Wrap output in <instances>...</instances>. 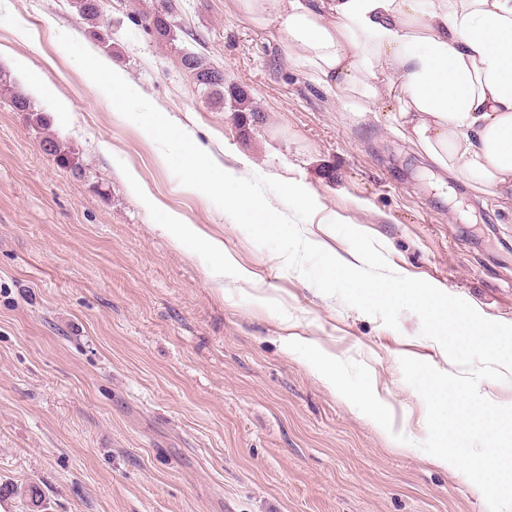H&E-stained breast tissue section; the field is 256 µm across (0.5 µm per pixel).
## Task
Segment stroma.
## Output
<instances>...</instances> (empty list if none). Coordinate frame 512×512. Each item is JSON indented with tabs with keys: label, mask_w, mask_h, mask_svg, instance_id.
I'll return each mask as SVG.
<instances>
[{
	"label": "stroma",
	"mask_w": 512,
	"mask_h": 512,
	"mask_svg": "<svg viewBox=\"0 0 512 512\" xmlns=\"http://www.w3.org/2000/svg\"><path fill=\"white\" fill-rule=\"evenodd\" d=\"M170 43L132 16L155 0H104L112 48L68 0H0V78L25 57L66 99H36L81 175L40 148L26 113L0 103V512H488L481 491L422 451L426 407L408 356L451 372L419 317L398 329L321 293L255 244L158 160L159 146L89 84L59 34L106 56L242 177L299 183L317 201L304 236L352 247L328 223L374 237L398 274L512 324V206L426 162L392 120L394 100L357 112L319 84L277 23L239 0H173ZM205 54L259 122L218 109L180 64ZM200 225L255 275L211 282L209 253L177 246L124 178ZM298 340L364 363L402 449L335 393Z\"/></svg>",
	"instance_id": "35a3bbf8"
}]
</instances>
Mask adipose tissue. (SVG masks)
I'll return each instance as SVG.
<instances>
[{"label":"adipose tissue","instance_id":"1","mask_svg":"<svg viewBox=\"0 0 512 512\" xmlns=\"http://www.w3.org/2000/svg\"><path fill=\"white\" fill-rule=\"evenodd\" d=\"M254 22L276 21L316 80L356 111L383 87L394 121L431 164L478 193L512 203V0H239ZM142 203L175 244H194L215 261L221 282L252 274L199 225Z\"/></svg>","mask_w":512,"mask_h":512}]
</instances>
